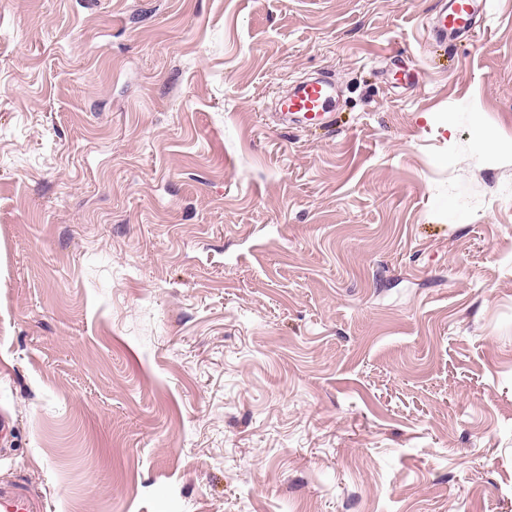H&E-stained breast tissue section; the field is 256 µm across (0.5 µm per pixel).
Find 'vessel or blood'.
I'll return each mask as SVG.
<instances>
[{
	"label": "vessel or blood",
	"instance_id": "vessel-or-blood-1",
	"mask_svg": "<svg viewBox=\"0 0 512 512\" xmlns=\"http://www.w3.org/2000/svg\"><path fill=\"white\" fill-rule=\"evenodd\" d=\"M485 9L484 0H444L435 16L433 32L440 41L475 36L476 19ZM336 89L327 78L295 82L275 102L272 114L281 128L328 126L333 122ZM0 512H47L46 501L29 486L0 485Z\"/></svg>",
	"mask_w": 512,
	"mask_h": 512
}]
</instances>
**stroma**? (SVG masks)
Instances as JSON below:
<instances>
[{
    "label": "stroma",
    "mask_w": 512,
    "mask_h": 512,
    "mask_svg": "<svg viewBox=\"0 0 512 512\" xmlns=\"http://www.w3.org/2000/svg\"><path fill=\"white\" fill-rule=\"evenodd\" d=\"M486 2L443 47L440 0H0V484L512 512V0ZM317 74L334 129L271 123Z\"/></svg>",
    "instance_id": "stroma-1"
}]
</instances>
